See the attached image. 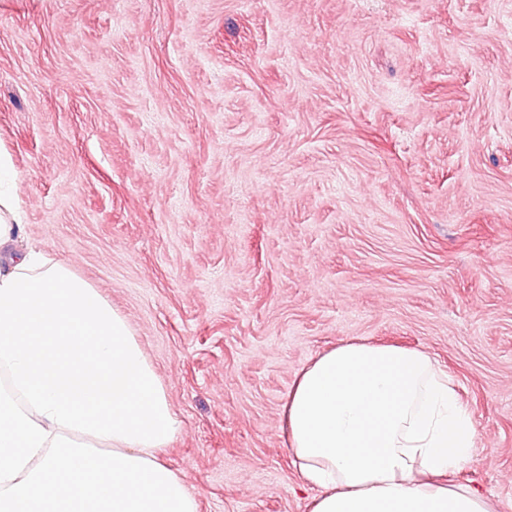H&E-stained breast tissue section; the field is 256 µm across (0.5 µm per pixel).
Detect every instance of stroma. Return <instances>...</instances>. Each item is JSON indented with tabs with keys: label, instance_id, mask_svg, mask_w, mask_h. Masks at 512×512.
I'll list each match as a JSON object with an SVG mask.
<instances>
[{
	"label": "stroma",
	"instance_id": "1",
	"mask_svg": "<svg viewBox=\"0 0 512 512\" xmlns=\"http://www.w3.org/2000/svg\"><path fill=\"white\" fill-rule=\"evenodd\" d=\"M28 244L129 320L200 512H309L296 373L427 352L512 512V0H0Z\"/></svg>",
	"mask_w": 512,
	"mask_h": 512
}]
</instances>
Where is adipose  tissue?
Masks as SVG:
<instances>
[{
    "instance_id": "adipose-tissue-1",
    "label": "adipose tissue",
    "mask_w": 512,
    "mask_h": 512,
    "mask_svg": "<svg viewBox=\"0 0 512 512\" xmlns=\"http://www.w3.org/2000/svg\"><path fill=\"white\" fill-rule=\"evenodd\" d=\"M0 150V512H199L162 459L181 430L127 320L40 250ZM311 512H494L449 482L477 444L470 411L420 350L349 342L296 376L284 405Z\"/></svg>"
}]
</instances>
